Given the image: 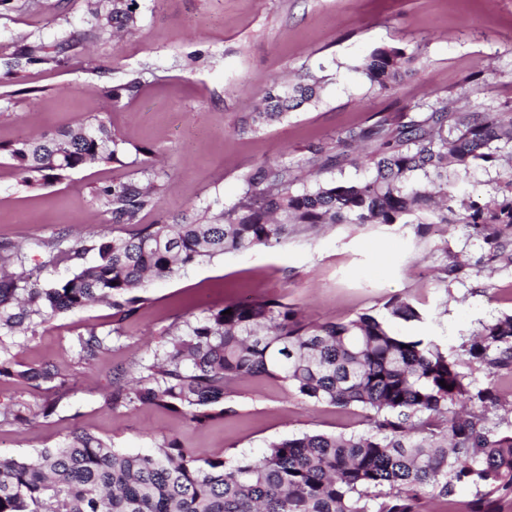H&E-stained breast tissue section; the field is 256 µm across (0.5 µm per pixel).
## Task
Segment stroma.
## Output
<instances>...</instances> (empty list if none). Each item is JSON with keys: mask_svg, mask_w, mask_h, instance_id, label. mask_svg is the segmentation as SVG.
Returning a JSON list of instances; mask_svg holds the SVG:
<instances>
[{"mask_svg": "<svg viewBox=\"0 0 512 512\" xmlns=\"http://www.w3.org/2000/svg\"><path fill=\"white\" fill-rule=\"evenodd\" d=\"M0 0V240L21 245L39 284L68 273L48 261L58 233L122 234L97 199L100 187L139 177L138 148L166 172L147 224L173 223L235 202L241 174L266 161L303 162L311 144L341 136L367 117L397 115L429 98L463 112L512 110V0H135L136 23L101 26L93 2ZM53 62L28 66L24 80L5 62L23 45ZM397 46L417 55L392 92L370 86L357 66L371 50ZM323 79L319 104L254 130L251 115L273 82L304 73ZM136 96L113 100L130 80ZM126 142L125 165L95 163L40 188L23 184L10 144L93 118ZM457 198L495 195L500 167L475 164L451 174ZM483 234L465 224H336L272 248L230 252L154 282L144 307L118 320L98 303L67 312L33 333L7 337L18 369L55 365L64 385L0 379V456L36 457L84 432L124 452L172 440L187 453L222 459L259 454L273 440L305 433H371L358 407L315 406L280 382L234 384L231 411L206 427L153 405L113 407L112 380L144 376L155 350L184 320L245 299L275 298L310 323L385 315L400 296L420 312L392 321L406 336H433L464 357L482 324L512 314V255L489 260ZM460 264L455 275L447 266ZM109 335L93 364L79 354L88 330ZM56 402L55 413L41 409Z\"/></svg>", "mask_w": 512, "mask_h": 512, "instance_id": "1", "label": "stroma"}]
</instances>
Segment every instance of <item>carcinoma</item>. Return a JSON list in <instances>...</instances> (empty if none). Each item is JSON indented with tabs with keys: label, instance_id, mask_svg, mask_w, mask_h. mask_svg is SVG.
<instances>
[{
	"label": "carcinoma",
	"instance_id": "cac0c4a2",
	"mask_svg": "<svg viewBox=\"0 0 512 512\" xmlns=\"http://www.w3.org/2000/svg\"><path fill=\"white\" fill-rule=\"evenodd\" d=\"M135 0H112V21L132 27ZM33 48L14 54L12 73L25 76ZM416 61L397 47H379L360 69L371 86L390 91ZM320 79L274 86L255 126L319 102ZM309 148L321 169L341 166L339 149L369 141L365 180L316 178L295 188L294 168L266 162L241 176L236 201L205 208L183 224H144L162 189L161 174L98 189L123 236H59L48 242L49 262L69 265L67 277L38 288L23 271L25 255L0 240V333L25 334L55 316L100 302L122 318L146 302L149 281L170 278L228 252L272 247L324 224H469L502 247L512 231V169L502 195L474 189L461 203L448 190V165L494 166L512 143V113H453L442 101L405 108ZM28 186L62 182L87 164L124 165V140L92 118L80 126L8 147ZM95 255L91 265L88 254ZM232 314L227 315L225 311ZM388 316L360 315L346 322L308 324L277 299L230 302L183 327L147 375L112 384V406L152 404L187 416L198 426L224 416L227 387L264 376L313 405L358 406L370 413L373 434L305 433L268 443L257 456L224 461L187 455L172 441L148 453L118 451L88 434L47 448L38 462L0 456V512H420L425 495L448 505L459 489L473 496L464 512H501L512 503V432L488 424L497 405L490 377L512 366V315L482 326L467 349L468 362L485 372L478 382L431 336H402L389 320L420 319L405 298H391ZM90 363L108 349L95 330L79 339ZM0 378L35 383L61 379L50 364L17 370L0 342ZM453 386L448 390L440 381Z\"/></svg>",
	"mask_w": 512,
	"mask_h": 512
}]
</instances>
